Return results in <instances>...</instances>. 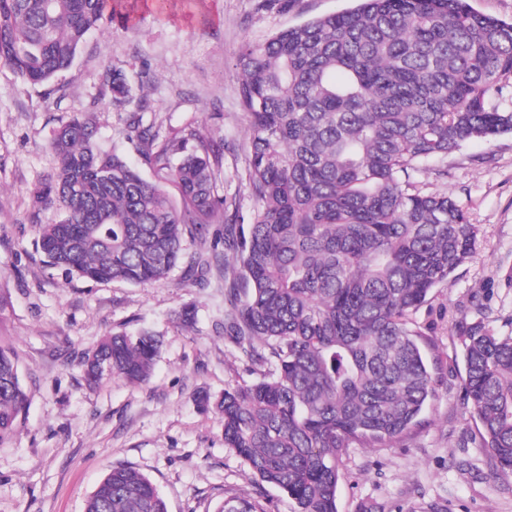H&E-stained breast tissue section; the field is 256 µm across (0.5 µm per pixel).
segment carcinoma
I'll return each instance as SVG.
<instances>
[{"mask_svg": "<svg viewBox=\"0 0 512 512\" xmlns=\"http://www.w3.org/2000/svg\"><path fill=\"white\" fill-rule=\"evenodd\" d=\"M112 0H0V66L43 84L68 69ZM249 118L247 176L256 211L239 223L220 194L216 148L196 127L165 136L144 123L148 99L107 66L127 138L153 173L98 147L92 118L53 131L54 171L33 204L63 218L37 225L50 265L93 281L161 283L179 265L224 278V336L273 370L224 390L215 410L232 448L295 512H338V461L425 426L436 393L425 329L413 318L471 257L478 236L458 202L417 176L471 140L512 133L488 98L512 88V23L467 0H360L236 53ZM224 214V252L184 253ZM465 400L483 447L512 475V336L461 328ZM147 330L84 353V380L149 379L161 350ZM29 396L17 354L0 347V439ZM84 512H167L144 474L114 466ZM215 512H261L232 497Z\"/></svg>", "mask_w": 512, "mask_h": 512, "instance_id": "cac0c4a2", "label": "carcinoma"}]
</instances>
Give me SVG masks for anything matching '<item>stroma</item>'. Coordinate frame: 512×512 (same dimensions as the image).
<instances>
[{
    "label": "stroma",
    "instance_id": "1",
    "mask_svg": "<svg viewBox=\"0 0 512 512\" xmlns=\"http://www.w3.org/2000/svg\"><path fill=\"white\" fill-rule=\"evenodd\" d=\"M355 0H293L259 9L258 0H118L119 17L89 34L70 69L31 85L0 67V346L13 349L30 395L24 423L0 442V512H83L108 469L148 476L168 512H214L230 497L264 512H294L281 489L257 484L224 445L212 409L225 389L260 377L224 336V280L201 286L175 270L160 285L96 282L47 266L37 225L61 211L34 206L30 191L56 164L54 130L90 114L102 150L139 154L126 137L125 110L112 102L106 66L146 96V121L161 134L193 123L221 141L224 194L244 219L254 201L246 177L248 118L239 96L236 52L276 32L354 7ZM448 175L418 177L427 192L453 196L479 229L476 248L454 277L434 289L415 318L434 342L436 396L424 428L383 448L352 445L339 461L338 512H512V475L499 473L479 445L480 425L464 398L462 325L483 322L512 336V133L475 140L446 158ZM194 326L179 324L183 307ZM154 331L161 354L150 379L115 376L88 386L78 366L107 335Z\"/></svg>",
    "mask_w": 512,
    "mask_h": 512
}]
</instances>
